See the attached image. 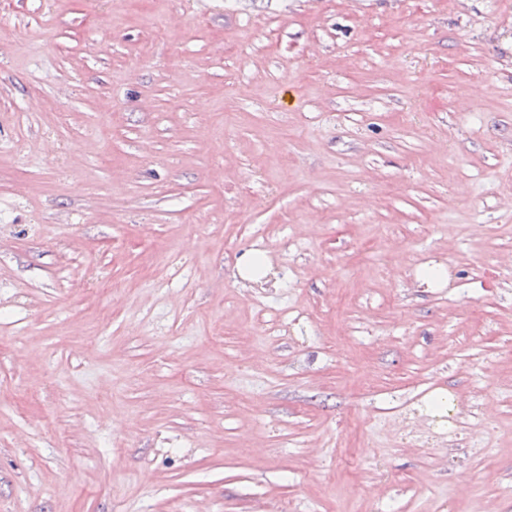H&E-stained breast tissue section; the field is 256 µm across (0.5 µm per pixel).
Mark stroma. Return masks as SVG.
<instances>
[{
  "mask_svg": "<svg viewBox=\"0 0 512 512\" xmlns=\"http://www.w3.org/2000/svg\"><path fill=\"white\" fill-rule=\"evenodd\" d=\"M509 254L512 0H0V512H512Z\"/></svg>",
  "mask_w": 512,
  "mask_h": 512,
  "instance_id": "35a3bbf8",
  "label": "stroma"
}]
</instances>
